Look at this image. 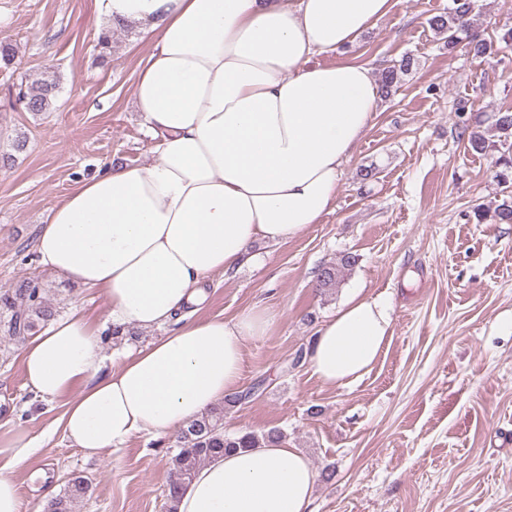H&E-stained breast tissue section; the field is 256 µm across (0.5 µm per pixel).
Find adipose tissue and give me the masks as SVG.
<instances>
[{
  "label": "adipose tissue",
  "mask_w": 512,
  "mask_h": 512,
  "mask_svg": "<svg viewBox=\"0 0 512 512\" xmlns=\"http://www.w3.org/2000/svg\"><path fill=\"white\" fill-rule=\"evenodd\" d=\"M100 16L140 26L152 47L133 97L157 140L153 160L79 183L48 213L35 248L66 281L100 289L108 321L162 336L104 372L98 328L80 311L23 348L27 386L59 399L58 425L95 455L137 434L166 436L238 386L246 339L273 317L181 319L203 281L238 270L255 242L284 243L333 208L343 165L370 128V65L312 64L352 43L393 0H95ZM379 299L354 293L307 355L325 385L369 373L389 343ZM317 473L287 443L214 457L176 512H316Z\"/></svg>",
  "instance_id": "1"
}]
</instances>
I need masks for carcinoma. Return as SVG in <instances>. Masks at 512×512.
Here are the masks:
<instances>
[{
    "instance_id": "carcinoma-1",
    "label": "carcinoma",
    "mask_w": 512,
    "mask_h": 512,
    "mask_svg": "<svg viewBox=\"0 0 512 512\" xmlns=\"http://www.w3.org/2000/svg\"><path fill=\"white\" fill-rule=\"evenodd\" d=\"M474 0H452L448 11L428 20L429 26L445 39L448 50L467 43L480 55H494V42L479 39L473 32ZM416 60L403 55L391 61L379 75V89L383 96L401 82L402 76L409 73ZM25 102L22 109L38 114L48 112L58 91V84L39 74L24 76L21 85ZM458 117L459 138L467 139L469 148L480 154H496L493 161L494 178L500 184L512 183V108L508 107L494 115V128L498 139L490 141L480 130V121H472L473 107L461 102L455 109ZM479 222L492 221L496 224H512V197L493 207L479 205L474 208ZM358 261L354 255L346 254L334 266L322 268L317 279L320 288L333 290L339 287L344 273L351 270ZM56 310L44 296L39 285L33 281H23L13 288L0 291V332L11 340L26 339L37 334L55 316ZM285 438L279 428H271L260 433L247 432L230 434L224 431V404L220 403L201 417L183 427L176 439V448L170 456V471L177 481L169 484L166 494L167 512H175L174 502L180 492L192 481L195 473L209 459L243 448H257L278 443ZM89 483L82 477L70 479L63 494L48 500L43 512H74L77 503L89 493Z\"/></svg>"
}]
</instances>
